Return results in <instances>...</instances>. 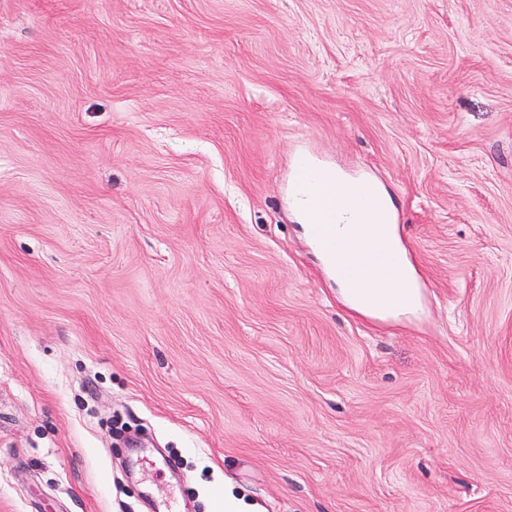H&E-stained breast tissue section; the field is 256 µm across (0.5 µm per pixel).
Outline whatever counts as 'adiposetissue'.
I'll return each instance as SVG.
<instances>
[{
	"instance_id": "ef3b65f1",
	"label": "adipose tissue",
	"mask_w": 512,
	"mask_h": 512,
	"mask_svg": "<svg viewBox=\"0 0 512 512\" xmlns=\"http://www.w3.org/2000/svg\"><path fill=\"white\" fill-rule=\"evenodd\" d=\"M345 191L354 212L337 235V247L343 253L360 252L368 262L356 270L337 266L333 275L342 294L354 310L362 313L382 316L411 310L418 291L398 247L397 235L369 204L370 198L378 195V188L361 181L347 184Z\"/></svg>"
}]
</instances>
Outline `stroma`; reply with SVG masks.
I'll return each mask as SVG.
<instances>
[{"mask_svg": "<svg viewBox=\"0 0 512 512\" xmlns=\"http://www.w3.org/2000/svg\"><path fill=\"white\" fill-rule=\"evenodd\" d=\"M307 153L421 288L336 292ZM512 512V0H0V512Z\"/></svg>", "mask_w": 512, "mask_h": 512, "instance_id": "35a3bbf8", "label": "stroma"}]
</instances>
